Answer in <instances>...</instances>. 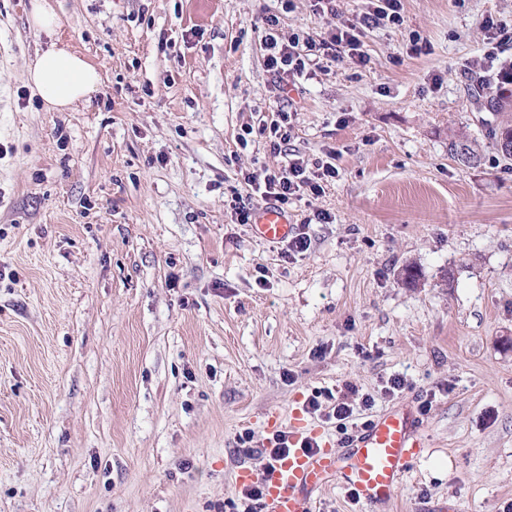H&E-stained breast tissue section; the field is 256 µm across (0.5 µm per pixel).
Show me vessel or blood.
I'll return each mask as SVG.
<instances>
[{
    "instance_id": "b4317fda",
    "label": "vessel or blood",
    "mask_w": 512,
    "mask_h": 512,
    "mask_svg": "<svg viewBox=\"0 0 512 512\" xmlns=\"http://www.w3.org/2000/svg\"><path fill=\"white\" fill-rule=\"evenodd\" d=\"M253 232L263 241L278 243L293 234L294 226L286 212L269 204L257 211ZM288 439L295 443V450L269 458L261 473L244 467L235 475L242 487L262 483L263 512H306L307 503L313 502L332 478L369 512H379L391 503L398 480L423 446L417 417L400 409L381 413L340 449L333 448L318 429L299 417ZM309 439L316 441V449H301V442Z\"/></svg>"
}]
</instances>
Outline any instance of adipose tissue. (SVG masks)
<instances>
[{
	"mask_svg": "<svg viewBox=\"0 0 512 512\" xmlns=\"http://www.w3.org/2000/svg\"><path fill=\"white\" fill-rule=\"evenodd\" d=\"M31 90L48 110L60 112L95 90L100 82L94 67L57 45L37 54L28 71Z\"/></svg>",
	"mask_w": 512,
	"mask_h": 512,
	"instance_id": "adipose-tissue-1",
	"label": "adipose tissue"
}]
</instances>
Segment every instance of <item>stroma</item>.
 <instances>
[{
	"label": "stroma",
	"instance_id": "1",
	"mask_svg": "<svg viewBox=\"0 0 512 512\" xmlns=\"http://www.w3.org/2000/svg\"><path fill=\"white\" fill-rule=\"evenodd\" d=\"M50 2L51 35L0 0V512H236L237 469L346 384L374 399L356 427L421 425L387 512H507L512 168L472 70L512 0H402L367 66L298 80L286 148L336 150L339 174L288 206L310 240L292 256L230 207L284 162L259 133L264 19L317 39L367 0ZM53 44L100 76L65 112L25 80Z\"/></svg>",
	"mask_w": 512,
	"mask_h": 512
}]
</instances>
